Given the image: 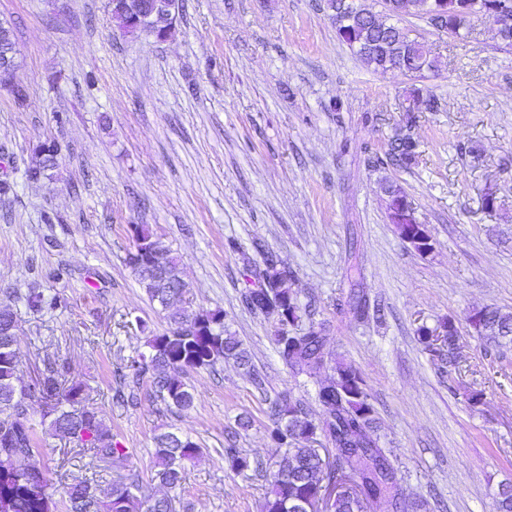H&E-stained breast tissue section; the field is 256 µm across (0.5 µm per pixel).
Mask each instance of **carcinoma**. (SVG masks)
<instances>
[{
	"mask_svg": "<svg viewBox=\"0 0 512 512\" xmlns=\"http://www.w3.org/2000/svg\"><path fill=\"white\" fill-rule=\"evenodd\" d=\"M360 7L363 16L349 26V31L338 29L336 35L366 66L386 72L404 62L419 74L437 67V59L407 32L379 22L373 6L362 3ZM438 7L445 14L444 30L459 35L466 25L456 13L454 0H440ZM416 154L417 144L409 138L390 143L389 157L394 160L409 165ZM57 161L38 147L27 176L37 181L47 176ZM384 191L388 218L393 221L406 194L393 184L384 187ZM129 232L134 246L127 253L125 264L149 299L167 311L170 327L148 337L147 352L126 368L117 369L119 377L132 378V384L117 386L112 400L124 407H138L141 399L133 384L149 375L154 400L168 412L187 411L194 405V395L183 376L190 371L213 372L229 359L251 374L255 388L264 389V378L253 368L242 342L227 329L223 311L174 306L187 293V283L172 250L145 224H131ZM260 253L263 268L255 273L253 287L242 293V306L274 322L275 348L283 366L294 374L315 377L329 366L324 328L312 321L306 328L299 327L305 312L297 294L288 287L292 271L275 253L265 249ZM23 303L36 312L67 307L65 298L47 296L36 289L23 298ZM17 323L18 314L12 306L1 304L0 502L11 503V512H55L57 506L48 492L46 474L33 463L40 448L31 423L32 402L42 403L41 416L48 423L49 435L75 442L89 450L93 458L110 459L124 454V449L114 440L102 411L86 404L84 384L67 379V362L49 359L29 383L20 381ZM474 331L499 346L512 343V312L492 307ZM331 370L334 375L329 380L318 382L317 400L322 410L319 418L311 417L303 403L285 396L270 403L271 437L285 448L276 466L266 467L232 445L224 449V459L232 469H253L263 474L268 492L262 512H307L316 503L322 485L336 479L338 472L358 480V495L352 501L336 500L330 512H362L364 504L373 499L401 507L398 469L379 445L374 431L375 408L366 381L355 367L340 361L334 362ZM322 440L333 445L332 461L325 469L315 462L313 448V443ZM200 454L199 443L189 436L167 432L155 437L159 477L172 487L184 480V463ZM65 495L66 512H171L169 501L151 503L137 482L123 479L112 481L106 491L86 479L77 480L69 484Z\"/></svg>",
	"mask_w": 512,
	"mask_h": 512,
	"instance_id": "obj_1",
	"label": "carcinoma"
}]
</instances>
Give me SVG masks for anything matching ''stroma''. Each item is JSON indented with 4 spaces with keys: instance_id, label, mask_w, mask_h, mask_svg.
<instances>
[{
    "instance_id": "obj_1",
    "label": "stroma",
    "mask_w": 512,
    "mask_h": 512,
    "mask_svg": "<svg viewBox=\"0 0 512 512\" xmlns=\"http://www.w3.org/2000/svg\"><path fill=\"white\" fill-rule=\"evenodd\" d=\"M106 3L0 0L26 91L21 105L0 92V178L14 186L0 198V302L32 288L67 297L62 313L19 308L21 374L67 360L125 450L100 462L37 425L36 461L54 500L75 477L107 488L131 476L173 512H260L265 480L231 469L225 448L275 465L283 450L270 437V402L287 396L320 413L316 381L280 363L272 322L241 304L244 263L258 261L260 244L294 272L326 352L365 379L414 512H494L512 480V345L485 344L466 316L512 312V49L477 19L453 37L402 16L396 25L440 61L416 78L363 65L324 0H182L163 42L119 36ZM415 87L438 109L408 111ZM404 136L418 144L407 167L387 156ZM47 139L62 148L58 165L28 181ZM387 182L426 224L429 254L389 223ZM132 224L149 225L179 257L190 308L224 310L264 390L228 361L186 375L189 411L158 412L147 377L139 407L113 402L117 367L169 327L124 263ZM229 238L243 253L225 249ZM61 267L68 276L54 279ZM356 282L376 307L370 317L348 305ZM450 318L465 347L446 368L416 330ZM167 431L202 448L177 488L160 481L153 458Z\"/></svg>"
}]
</instances>
